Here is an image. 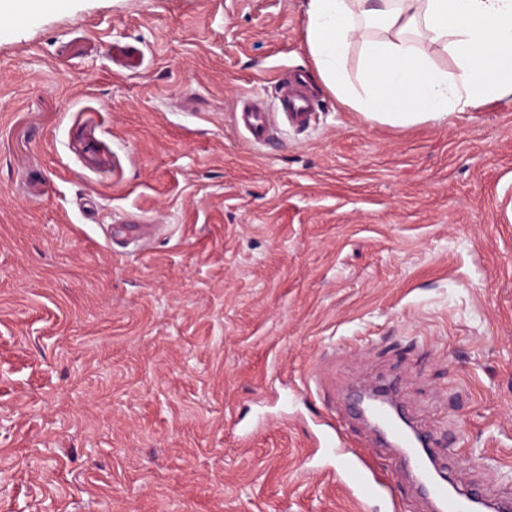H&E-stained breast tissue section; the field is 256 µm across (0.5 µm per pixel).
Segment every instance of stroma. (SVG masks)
<instances>
[{"instance_id":"35a3bbf8","label":"stroma","mask_w":512,"mask_h":512,"mask_svg":"<svg viewBox=\"0 0 512 512\" xmlns=\"http://www.w3.org/2000/svg\"><path fill=\"white\" fill-rule=\"evenodd\" d=\"M305 9L0 14V512H386L314 446L380 379L459 483L512 491V98L368 119L318 77ZM295 71L310 122L252 144L235 107L277 111ZM136 215L142 248L113 231Z\"/></svg>"}]
</instances>
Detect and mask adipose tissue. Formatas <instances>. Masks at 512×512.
I'll return each instance as SVG.
<instances>
[{"instance_id":"ef3b65f1","label":"adipose tissue","mask_w":512,"mask_h":512,"mask_svg":"<svg viewBox=\"0 0 512 512\" xmlns=\"http://www.w3.org/2000/svg\"><path fill=\"white\" fill-rule=\"evenodd\" d=\"M305 41L325 86L374 120H445L512 97V0H308ZM354 42L355 80L345 68ZM434 51L454 70L437 67Z\"/></svg>"}]
</instances>
